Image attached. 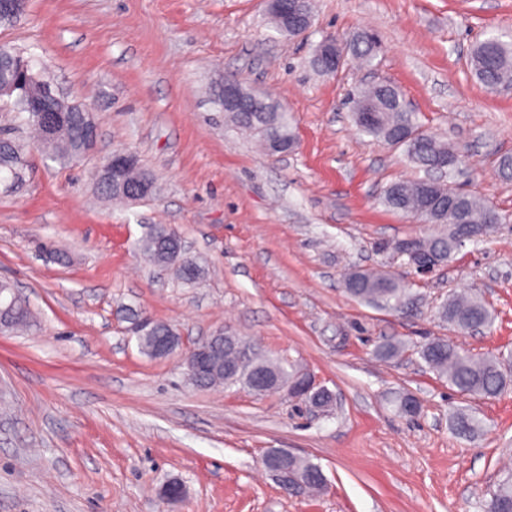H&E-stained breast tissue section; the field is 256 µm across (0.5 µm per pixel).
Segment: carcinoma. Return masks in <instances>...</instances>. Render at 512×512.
<instances>
[{
	"label": "carcinoma",
	"mask_w": 512,
	"mask_h": 512,
	"mask_svg": "<svg viewBox=\"0 0 512 512\" xmlns=\"http://www.w3.org/2000/svg\"><path fill=\"white\" fill-rule=\"evenodd\" d=\"M379 49L376 36L370 32H357L347 39L345 52L370 63ZM471 65L478 81L488 89H498L512 85V43L491 35L474 47ZM245 102L254 99L260 101L262 111L259 113L244 108L231 113L235 124L260 136L267 147H272L276 140L291 142L294 131L288 123L280 104L269 96L254 93L247 86H242ZM351 112L359 130L392 147H401L409 161L426 171L436 166L437 162L456 155L448 144L437 140L421 129L416 115L408 107L402 92L393 86L388 92H382L373 84L353 96ZM83 152L82 122L67 123L58 139L52 144L50 154L60 162L77 159ZM25 165V147L13 139L0 152V173L3 174L5 188L14 186L21 178ZM452 195L461 201L464 209L465 224H459V217L454 211L446 209H428L424 207L425 189L423 181L390 183L382 196L383 204L395 211L405 213L409 210L418 214V220L428 224H446L448 233L429 238L425 248L440 257V263L451 261L462 242L457 239V229L462 227L468 232V241L480 242L485 235V223L488 215L495 210L480 197L456 190ZM170 231L155 224L145 228L142 236L134 243L137 251L160 267L176 266L177 277L185 283H194L203 274V268L196 261L180 258L179 263L171 261L172 245L166 241ZM347 292L362 302L392 310L408 311L413 303L402 288L393 279L368 272H354L346 281ZM440 316L460 330L476 327L489 328L493 316L487 305L477 297H452L439 307ZM30 312L24 301H19L13 309L7 305L0 306L1 326H23L28 323ZM168 325L157 323L154 333L138 336L143 353L157 357V338L167 334ZM402 343L388 341L376 347L375 353L384 360H391L401 355ZM422 360L439 376L448 380V384L467 396L494 398L509 386L503 361L499 356L471 354L445 339H434L420 350ZM236 362V354L222 344H216L212 352L215 371L202 379L198 386L210 387L222 384L226 388L240 387L252 390L259 376L266 375L279 381L290 383L300 381V369L273 360L251 349V358L238 368L228 373L225 368ZM455 433L473 437L480 430V422L472 415L459 411L452 418ZM292 465L306 475L303 492H319L326 486V478L320 465L309 459L296 457ZM487 512H512V473L501 479L488 502Z\"/></svg>",
	"instance_id": "cac0c4a2"
}]
</instances>
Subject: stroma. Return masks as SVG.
<instances>
[{
	"label": "stroma",
	"instance_id": "35a3bbf8",
	"mask_svg": "<svg viewBox=\"0 0 512 512\" xmlns=\"http://www.w3.org/2000/svg\"><path fill=\"white\" fill-rule=\"evenodd\" d=\"M311 29L280 34L265 0H29L0 27L36 72L94 113L98 140L80 161L47 157L12 102L0 129L24 140L26 165L0 185V281L36 324L0 332V512H486L512 467V386L464 396L421 359L444 338L482 355L512 353V90L489 91L472 46L512 34V0H311ZM371 31V65L338 76L311 65L324 36ZM227 76L277 100L296 143L271 154L241 131L215 93ZM374 80L400 88L422 127L457 149L453 188L501 216L485 240L422 275L396 247L440 234L387 209L384 189L423 178L403 149L361 134L350 99ZM135 153L154 194L103 193L101 160ZM147 224L182 237L204 269L192 285L133 248ZM378 268L414 299L400 313L345 289ZM480 297L490 329L440 318L448 295ZM170 325L181 351L217 329L309 370L336 398L319 413L282 392L193 385L180 357L139 348L133 316ZM398 340L383 360L376 345ZM413 395L416 415L398 412ZM481 423L452 433L454 412ZM285 450L321 466L327 490L292 496L264 466ZM181 482L182 499L162 497Z\"/></svg>",
	"mask_w": 512,
	"mask_h": 512
}]
</instances>
